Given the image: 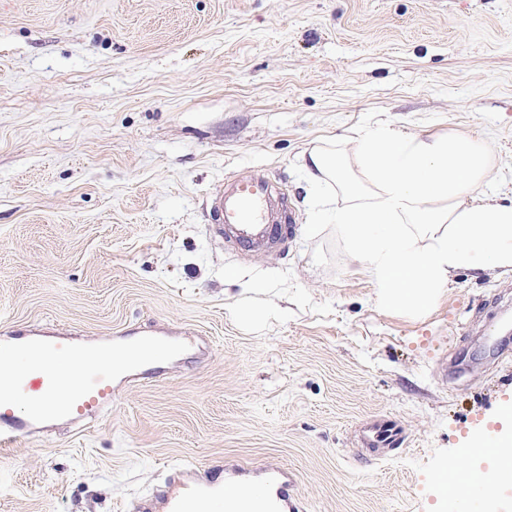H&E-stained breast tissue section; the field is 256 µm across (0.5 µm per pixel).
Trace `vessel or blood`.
<instances>
[{"label": "vessel or blood", "instance_id": "obj_1", "mask_svg": "<svg viewBox=\"0 0 512 512\" xmlns=\"http://www.w3.org/2000/svg\"><path fill=\"white\" fill-rule=\"evenodd\" d=\"M208 207L216 232L243 254L273 247L296 222L294 206L280 185L260 174L226 178ZM485 336L494 355L512 351V322L489 325ZM192 348L162 328L136 340L79 338L56 330L1 336L0 355L12 359L13 368L11 381L0 389V446L46 433L62 421L95 420L110 410L116 391L159 374L163 364L183 358ZM363 442L369 448L393 449L403 439L386 422L367 429ZM486 475L485 468L472 467L438 472L434 480L446 486L450 500L465 502L467 512H479V495L488 484H512L511 471L491 483ZM238 484L253 489L240 501L239 512H301L291 492V475L273 464L252 470L228 465L220 482L200 479L191 467L171 468L163 494L142 499L140 512H222L225 488Z\"/></svg>", "mask_w": 512, "mask_h": 512}]
</instances>
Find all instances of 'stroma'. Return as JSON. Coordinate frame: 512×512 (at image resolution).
<instances>
[{
	"label": "stroma",
	"instance_id": "stroma-1",
	"mask_svg": "<svg viewBox=\"0 0 512 512\" xmlns=\"http://www.w3.org/2000/svg\"><path fill=\"white\" fill-rule=\"evenodd\" d=\"M379 124L480 138L512 198V0H0V336L205 337L88 427L0 448V512H137L166 470L278 464L303 512H448L430 482L512 407L482 331L512 271L384 307L303 162ZM282 185L291 239L242 257L206 199ZM390 420L383 453L360 435Z\"/></svg>",
	"mask_w": 512,
	"mask_h": 512
}]
</instances>
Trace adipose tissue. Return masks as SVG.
<instances>
[{
	"label": "adipose tissue",
	"mask_w": 512,
	"mask_h": 512,
	"mask_svg": "<svg viewBox=\"0 0 512 512\" xmlns=\"http://www.w3.org/2000/svg\"><path fill=\"white\" fill-rule=\"evenodd\" d=\"M489 154L477 138L418 137L379 126L350 157L309 152L306 172L390 308L423 312L460 269H512V200H479ZM339 186L345 203L325 191Z\"/></svg>",
	"instance_id": "1"
}]
</instances>
